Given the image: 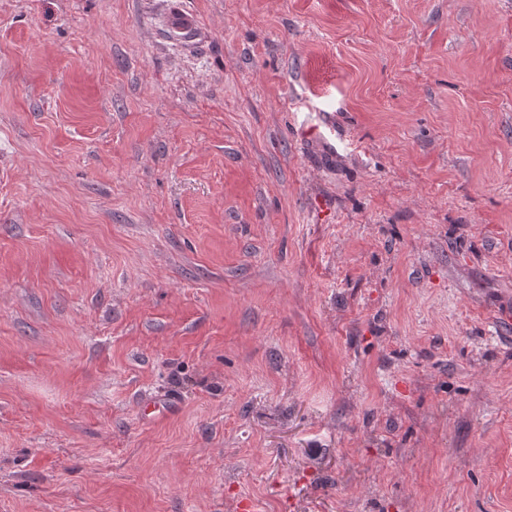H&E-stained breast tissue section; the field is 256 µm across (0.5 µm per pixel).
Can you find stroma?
Masks as SVG:
<instances>
[{
    "label": "stroma",
    "mask_w": 512,
    "mask_h": 512,
    "mask_svg": "<svg viewBox=\"0 0 512 512\" xmlns=\"http://www.w3.org/2000/svg\"><path fill=\"white\" fill-rule=\"evenodd\" d=\"M508 307L512 0H0V512H512ZM167 23L173 32L181 34L191 33L197 27L196 18L183 11L179 6H173L170 9Z\"/></svg>",
    "instance_id": "obj_1"
}]
</instances>
